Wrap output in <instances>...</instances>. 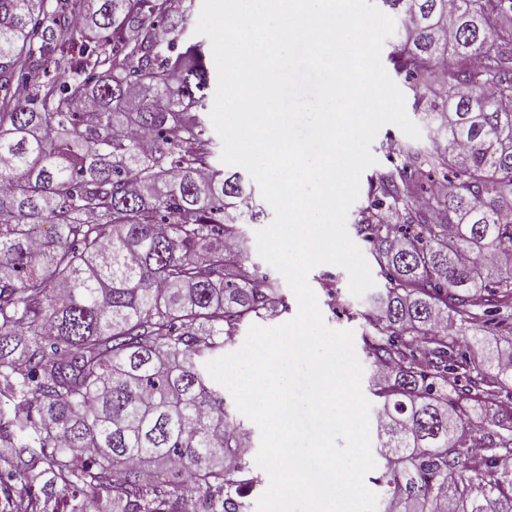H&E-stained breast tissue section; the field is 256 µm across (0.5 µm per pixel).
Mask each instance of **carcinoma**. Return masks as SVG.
I'll list each match as a JSON object with an SVG mask.
<instances>
[{"mask_svg": "<svg viewBox=\"0 0 512 512\" xmlns=\"http://www.w3.org/2000/svg\"><path fill=\"white\" fill-rule=\"evenodd\" d=\"M85 2L0 0V512H182L189 486L203 512H248L251 439L206 364L287 307L223 246L263 210L211 164L186 11ZM382 2L439 125L369 177L354 222L384 280L362 314L376 482L384 512H512V433L490 419L512 420V0ZM51 64L65 80L33 81Z\"/></svg>", "mask_w": 512, "mask_h": 512, "instance_id": "obj_1", "label": "carcinoma"}]
</instances>
